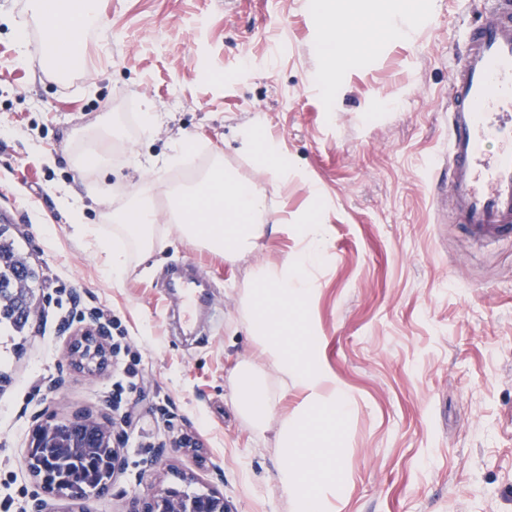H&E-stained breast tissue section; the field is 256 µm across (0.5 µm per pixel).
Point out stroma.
<instances>
[{
  "mask_svg": "<svg viewBox=\"0 0 512 512\" xmlns=\"http://www.w3.org/2000/svg\"><path fill=\"white\" fill-rule=\"evenodd\" d=\"M403 0H98L99 29L81 33V64L54 81L22 62L14 31L39 36L29 0H0V214L36 271L39 313L0 337V512H128L140 480L175 473L223 493L233 512H295L277 479L274 432L257 438L233 404L230 375L255 348L240 313L250 267L302 247L292 227L324 226L306 318L329 383L352 412L339 429L343 483L324 512H512V237L475 239L435 190L433 160L448 144V78L470 30L494 0H421L414 36L382 38L336 71L326 65L327 15L371 23ZM156 114L137 122L135 103ZM103 125L109 168L74 167L87 129ZM288 159L271 184L242 151L247 132ZM187 143L200 172L215 161L267 191L265 235L231 263L161 224L148 254L127 243V271L108 274L122 240L108 213L148 192L167 215L183 170L167 165ZM162 176L146 171V164ZM70 187L94 232L71 234L58 199ZM195 262L221 318L187 342L174 333L164 273ZM100 308L141 357L137 425L119 423L124 468L101 496L45 494L27 468L34 427L113 418L112 367L68 361L80 312ZM184 433L199 450L176 447Z\"/></svg>",
  "mask_w": 512,
  "mask_h": 512,
  "instance_id": "35a3bbf8",
  "label": "stroma"
}]
</instances>
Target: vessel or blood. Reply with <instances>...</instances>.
Listing matches in <instances>:
<instances>
[{
  "mask_svg": "<svg viewBox=\"0 0 512 512\" xmlns=\"http://www.w3.org/2000/svg\"><path fill=\"white\" fill-rule=\"evenodd\" d=\"M450 84L445 197L472 235L494 238L512 230V0H497L492 18L475 27ZM169 291L193 329L203 296L181 277Z\"/></svg>",
  "mask_w": 512,
  "mask_h": 512,
  "instance_id": "vessel-or-blood-1",
  "label": "vessel or blood"
}]
</instances>
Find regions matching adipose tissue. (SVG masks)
<instances>
[{"mask_svg": "<svg viewBox=\"0 0 512 512\" xmlns=\"http://www.w3.org/2000/svg\"><path fill=\"white\" fill-rule=\"evenodd\" d=\"M33 4L43 28L50 31L63 27L77 31L99 23L97 0H83L74 15L50 8L49 0H33ZM243 145L272 182L287 181L288 159L271 140L253 131ZM267 214L264 189L216 168L196 186L175 191L169 220L180 236L200 241L236 262L251 253L263 236L280 231V224L267 223ZM111 220L123 226L141 251L150 250L159 214L149 196L138 195L124 210L112 213ZM295 231L302 249L282 263L255 267L241 296L258 358L238 363L234 404L257 435H264L271 421H278L276 446L285 461L280 483L294 489L297 512H321L323 489L343 475L336 429L349 417L351 402L340 388L327 387L317 340L304 316L313 290L311 272L321 261L322 227L309 217ZM272 376L279 381L278 389L268 384ZM291 385L304 390L306 397L291 414L276 416V392Z\"/></svg>", "mask_w": 512, "mask_h": 512, "instance_id": "adipose-tissue-1", "label": "adipose tissue"}]
</instances>
